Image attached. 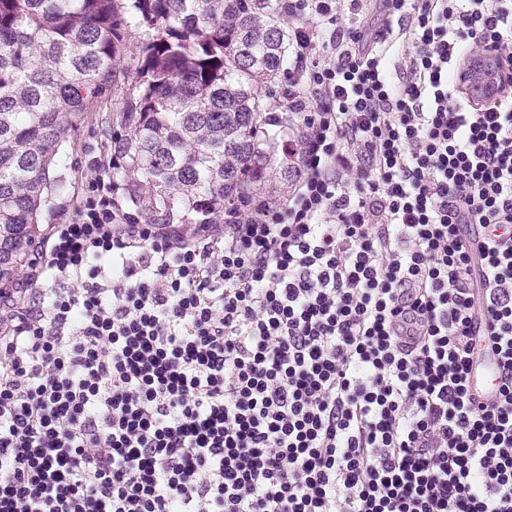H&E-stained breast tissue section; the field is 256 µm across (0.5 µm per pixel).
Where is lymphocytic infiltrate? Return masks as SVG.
I'll return each instance as SVG.
<instances>
[{
  "mask_svg": "<svg viewBox=\"0 0 512 512\" xmlns=\"http://www.w3.org/2000/svg\"><path fill=\"white\" fill-rule=\"evenodd\" d=\"M288 15L285 201L187 233L94 172L0 290V512H512V0ZM467 88L471 96L477 100L491 101L498 97L501 91V70L486 60L470 63ZM489 69L491 75L483 73ZM497 356L492 352H484L473 363L471 377L472 387L479 393L490 392L497 384L495 380Z\"/></svg>",
  "mask_w": 512,
  "mask_h": 512,
  "instance_id": "obj_1",
  "label": "lymphocytic infiltrate"
}]
</instances>
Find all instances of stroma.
<instances>
[{
    "instance_id": "1",
    "label": "stroma",
    "mask_w": 512,
    "mask_h": 512,
    "mask_svg": "<svg viewBox=\"0 0 512 512\" xmlns=\"http://www.w3.org/2000/svg\"><path fill=\"white\" fill-rule=\"evenodd\" d=\"M140 40L139 32L128 34L126 50L113 82L88 104L83 116L72 129L51 172L53 178L63 181L64 188L52 193L49 207L37 227L36 241H44L50 236L53 225L63 223L71 214L74 204L84 191L89 161H97L102 171L111 172L114 141L126 135L119 114L136 80Z\"/></svg>"
}]
</instances>
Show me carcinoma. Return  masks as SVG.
<instances>
[{
  "instance_id": "carcinoma-1",
  "label": "carcinoma",
  "mask_w": 512,
  "mask_h": 512,
  "mask_svg": "<svg viewBox=\"0 0 512 512\" xmlns=\"http://www.w3.org/2000/svg\"><path fill=\"white\" fill-rule=\"evenodd\" d=\"M138 29L137 81L121 123L133 206L214 224L224 204L280 196L298 177L270 124L288 73V0H0V283L34 240L73 124L112 82Z\"/></svg>"
}]
</instances>
